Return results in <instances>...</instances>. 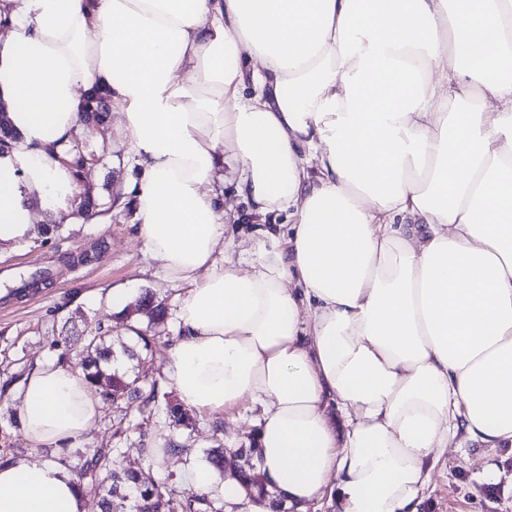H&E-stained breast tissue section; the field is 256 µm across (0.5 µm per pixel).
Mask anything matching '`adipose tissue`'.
Wrapping results in <instances>:
<instances>
[{
  "label": "adipose tissue",
  "mask_w": 512,
  "mask_h": 512,
  "mask_svg": "<svg viewBox=\"0 0 512 512\" xmlns=\"http://www.w3.org/2000/svg\"><path fill=\"white\" fill-rule=\"evenodd\" d=\"M100 94L144 244L191 283L168 383L262 407L275 498L417 512L458 432L512 445V0H0V247L87 220L66 153ZM228 164L287 225L245 271ZM19 397L35 448L100 410L53 364ZM0 512H82L78 480L2 465Z\"/></svg>",
  "instance_id": "ef3b65f1"
}]
</instances>
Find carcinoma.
<instances>
[{"label":"carcinoma","instance_id":"obj_1","mask_svg":"<svg viewBox=\"0 0 512 512\" xmlns=\"http://www.w3.org/2000/svg\"><path fill=\"white\" fill-rule=\"evenodd\" d=\"M112 360L114 354L106 345V337L93 335L86 338L80 368L85 379L99 387L104 402L132 395L145 406L157 401V382H151L146 392L137 386L138 375L130 379L124 373L108 374L102 363ZM115 453L114 448H89L83 454L75 475L86 512H117V508L128 501L132 502L130 512H213V501L208 494L195 489L179 492L161 482L158 475L161 461L157 458L142 469L127 472L121 490L105 485L104 480L116 463ZM236 480L246 493L252 495L254 503L266 506V491L254 466L240 469Z\"/></svg>","mask_w":512,"mask_h":512}]
</instances>
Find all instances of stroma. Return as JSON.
Instances as JSON below:
<instances>
[{
	"mask_svg": "<svg viewBox=\"0 0 512 512\" xmlns=\"http://www.w3.org/2000/svg\"><path fill=\"white\" fill-rule=\"evenodd\" d=\"M75 144L93 158L85 169L80 197L83 205L99 211L101 222L60 224L47 218L36 238L0 249V435H8L15 461L57 462L69 469L79 464L84 449L112 447L118 451L116 470L121 473L141 468L146 461L141 425L164 426L167 403L178 400L167 385L164 366L179 334L178 303L189 285L167 277L143 244L132 203L123 197L131 162L117 132L89 126ZM224 205L232 210L224 235L233 256L252 251L264 235L279 234L281 217L254 212L237 195L229 172L224 175ZM44 269L52 273L49 284L8 295L13 276ZM146 294L166 304L163 321L137 308ZM126 318L154 338L148 356L161 396L150 416L120 399L103 406L80 446L31 447L22 428L11 424L20 390L15 374L56 361L60 350L52 341L60 336L73 356L87 336L127 338L122 324ZM260 415V407L248 401L220 413H195L192 428L181 437L185 453L165 458L161 480L179 491L189 489L187 461L206 465L207 452L218 446L228 451L224 466L233 471L236 461L230 453L254 447ZM419 512H512V446L488 449L458 436L454 450L438 461Z\"/></svg>",
	"mask_w": 512,
	"mask_h": 512,
	"instance_id": "obj_1",
	"label": "stroma"
}]
</instances>
